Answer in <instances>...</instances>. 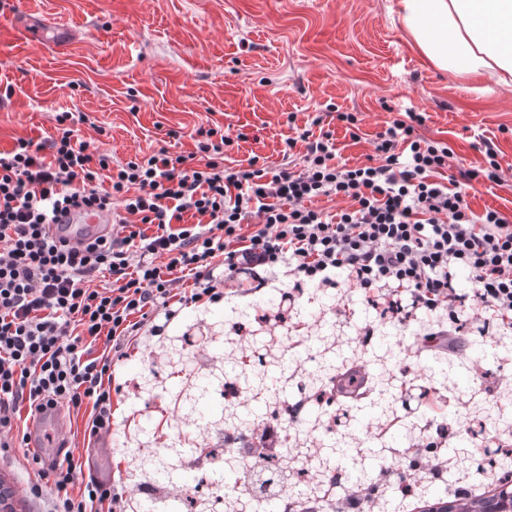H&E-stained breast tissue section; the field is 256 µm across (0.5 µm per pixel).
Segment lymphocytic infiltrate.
<instances>
[{"mask_svg": "<svg viewBox=\"0 0 512 512\" xmlns=\"http://www.w3.org/2000/svg\"><path fill=\"white\" fill-rule=\"evenodd\" d=\"M56 122L47 143L0 151V452L23 448L26 492L48 497L47 512H124L123 496L109 482L78 483L73 455L48 466L28 451L20 407L88 409L83 438L97 441L112 428L113 360L129 340L161 335L178 306L220 301L216 269L228 280L278 273L297 288L335 287L343 272L372 307L397 314L406 296L454 320L465 273L473 321L512 325V221L469 201L476 185L503 181L493 144L485 165L441 183L451 150L418 135L420 112L378 133V163L337 162L332 133L306 127L284 139L288 164L276 171L254 157L225 165L234 140L218 126L197 129L194 153L115 164L78 139L72 113ZM322 196L347 206L314 208ZM84 205L111 210L112 231L75 249L52 224ZM182 273L190 290L178 288Z\"/></svg>", "mask_w": 512, "mask_h": 512, "instance_id": "1", "label": "lymphocytic infiltrate"}]
</instances>
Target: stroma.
Listing matches in <instances>:
<instances>
[{
  "label": "stroma",
  "mask_w": 512,
  "mask_h": 512,
  "mask_svg": "<svg viewBox=\"0 0 512 512\" xmlns=\"http://www.w3.org/2000/svg\"><path fill=\"white\" fill-rule=\"evenodd\" d=\"M12 3L0 0L1 150L20 138L46 141L56 133L55 115L70 111L88 117L75 125L79 139L118 161L162 147L189 154L195 129L213 123L245 136L227 147L228 165L256 156L275 169L292 114L300 126L323 117L339 161L353 166L373 155L377 134L398 113L423 112L420 134L453 152L449 174L482 165L485 143L496 146L504 182L481 186L472 206L512 219V88L433 67L401 25L398 0H27L32 11L84 32L62 52L24 41ZM340 112L357 116V135L336 121ZM238 321L262 352L285 347L288 335L300 339L270 374L280 393L294 395L297 369L326 374L359 361L388 404L382 413L363 406L338 416L335 436L289 452V471L309 453L334 468L355 445L373 454L356 469L364 487L388 466L431 496L488 483L463 429L471 418L512 442V328H500L498 356L473 329L454 354L411 350L403 337L446 328L447 312L420 309L381 324L356 289L292 290L279 278L271 288H225L219 302L181 308L162 335L125 346L113 373L111 432L87 443L81 417L67 419L66 450L81 459L82 479L112 481L126 512H148L134 490L138 471L167 443L173 418L195 416L174 399L230 353L226 336ZM419 416L450 426L436 460L442 479L411 465L405 426Z\"/></svg>",
  "instance_id": "1"
}]
</instances>
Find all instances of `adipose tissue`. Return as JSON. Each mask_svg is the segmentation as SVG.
Here are the masks:
<instances>
[{"label": "adipose tissue", "mask_w": 512, "mask_h": 512, "mask_svg": "<svg viewBox=\"0 0 512 512\" xmlns=\"http://www.w3.org/2000/svg\"><path fill=\"white\" fill-rule=\"evenodd\" d=\"M399 15L435 68L512 87V0H399Z\"/></svg>", "instance_id": "ef3b65f1"}]
</instances>
